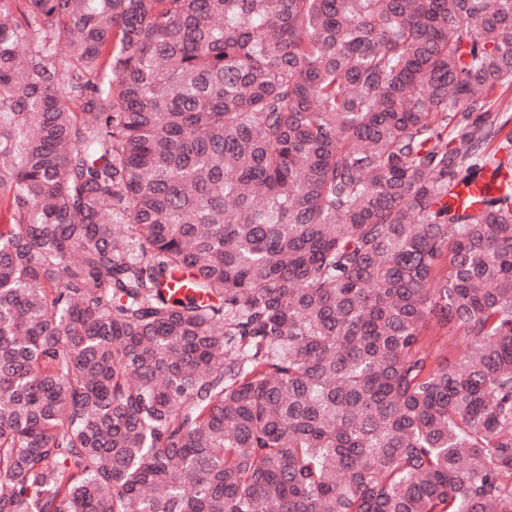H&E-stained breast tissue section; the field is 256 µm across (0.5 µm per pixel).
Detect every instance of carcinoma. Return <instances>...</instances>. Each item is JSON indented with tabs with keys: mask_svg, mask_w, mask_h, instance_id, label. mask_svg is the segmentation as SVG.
Listing matches in <instances>:
<instances>
[{
	"mask_svg": "<svg viewBox=\"0 0 512 512\" xmlns=\"http://www.w3.org/2000/svg\"><path fill=\"white\" fill-rule=\"evenodd\" d=\"M508 91L512 0H0V512H512Z\"/></svg>",
	"mask_w": 512,
	"mask_h": 512,
	"instance_id": "obj_1",
	"label": "carcinoma"
}]
</instances>
